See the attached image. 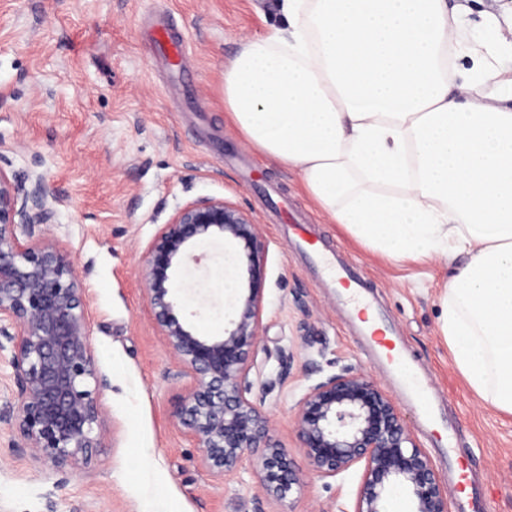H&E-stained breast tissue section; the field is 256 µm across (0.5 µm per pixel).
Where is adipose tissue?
Here are the masks:
<instances>
[{"instance_id": "ef3b65f1", "label": "adipose tissue", "mask_w": 512, "mask_h": 512, "mask_svg": "<svg viewBox=\"0 0 512 512\" xmlns=\"http://www.w3.org/2000/svg\"><path fill=\"white\" fill-rule=\"evenodd\" d=\"M283 24L224 67L245 141L298 170L318 207L393 259L454 265L453 363L512 413V0H279ZM471 62L461 86L448 58Z\"/></svg>"}]
</instances>
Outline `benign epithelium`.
Instances as JSON below:
<instances>
[{"label": "benign epithelium", "mask_w": 512, "mask_h": 512, "mask_svg": "<svg viewBox=\"0 0 512 512\" xmlns=\"http://www.w3.org/2000/svg\"><path fill=\"white\" fill-rule=\"evenodd\" d=\"M53 209L40 174L19 193L0 169V350L10 349L18 402L0 410L43 466L87 468L103 425L97 371L84 314V292L65 246L47 233ZM234 242L248 263L234 312L219 335L199 333L182 315L176 277L199 239ZM264 245L257 224L222 198L190 201L171 215L147 248L146 301L190 385L173 417L201 448L200 464L223 479L249 448L264 442L255 463L263 494L284 500L298 478L293 461L269 436L262 399L247 380L260 332ZM295 427L309 468L322 478L362 469L354 512H384L402 487L411 512H448V498L429 456L411 437L400 411L378 384L353 366L321 378L299 402Z\"/></svg>", "instance_id": "7a95c632"}]
</instances>
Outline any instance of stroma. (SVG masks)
Returning a JSON list of instances; mask_svg holds the SVG:
<instances>
[{"mask_svg":"<svg viewBox=\"0 0 512 512\" xmlns=\"http://www.w3.org/2000/svg\"><path fill=\"white\" fill-rule=\"evenodd\" d=\"M277 0H0V170L24 187L42 174L54 196L51 235L85 286V316L99 375L102 446L88 469L42 467L0 426V512H354L361 470L318 477L295 428L300 399L318 377L352 365L397 400L441 483L448 462L400 402L350 322L349 302L289 248V218L312 224L325 252L340 254L370 285L383 317L444 399L457 450L481 461L488 512H512V414L485 405L455 368L439 327L449 268L438 258L393 260L330 222L299 174L247 144L224 112V66L242 39L282 19ZM171 20L187 43L166 70L147 34ZM213 197L246 212L265 244L258 353L248 378L266 387L269 434L292 458L289 499L260 496L245 452L224 479L173 417L189 377L145 299L146 249L186 202ZM204 259L181 273L180 297L198 331L224 329L245 265L235 245L207 240Z\"/></svg>","mask_w":512,"mask_h":512,"instance_id":"obj_1","label":"stroma"}]
</instances>
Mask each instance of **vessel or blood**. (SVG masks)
Here are the masks:
<instances>
[{
	"mask_svg": "<svg viewBox=\"0 0 512 512\" xmlns=\"http://www.w3.org/2000/svg\"><path fill=\"white\" fill-rule=\"evenodd\" d=\"M156 43L172 65L182 64L186 54L183 36L164 28L158 31ZM289 242L316 264L328 269L331 286L344 289L348 300L362 303L364 312L358 316L354 325L365 339L370 354L391 375L403 400L421 409L425 428L439 436H449L450 431L437 408L434 393L427 386L422 368L400 344L396 330L385 322L373 303L366 301L363 279L350 265L323 254L303 224H296ZM447 459L451 485L462 490L456 504L457 512H487L486 500L475 486L476 474L471 462L454 453L448 454Z\"/></svg>",
	"mask_w": 512,
	"mask_h": 512,
	"instance_id": "obj_1",
	"label": "vessel or blood"
}]
</instances>
